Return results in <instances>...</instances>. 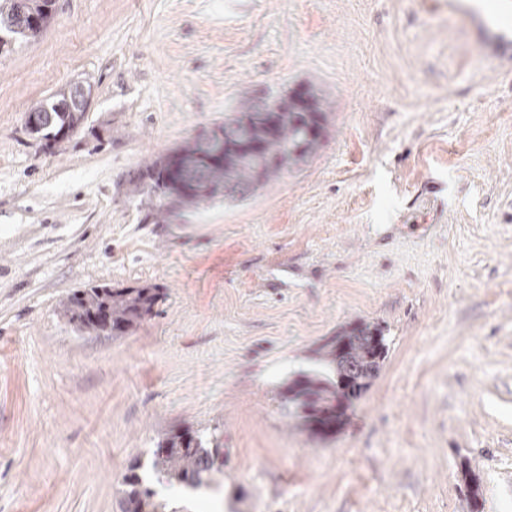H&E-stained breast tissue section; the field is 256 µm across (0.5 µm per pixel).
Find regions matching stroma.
I'll list each match as a JSON object with an SVG mask.
<instances>
[{"label": "stroma", "instance_id": "stroma-1", "mask_svg": "<svg viewBox=\"0 0 512 512\" xmlns=\"http://www.w3.org/2000/svg\"><path fill=\"white\" fill-rule=\"evenodd\" d=\"M448 0H55L0 53V512H120L174 432L222 431L177 512H512V78ZM89 79L45 146L36 101ZM314 87L322 147L243 199L159 222L146 162L243 96ZM94 286L149 288L128 335L70 322ZM388 353L334 435L280 391L355 323ZM480 480L471 498L465 471Z\"/></svg>", "mask_w": 512, "mask_h": 512}]
</instances>
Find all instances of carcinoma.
I'll use <instances>...</instances> for the list:
<instances>
[{"label": "carcinoma", "mask_w": 512, "mask_h": 512, "mask_svg": "<svg viewBox=\"0 0 512 512\" xmlns=\"http://www.w3.org/2000/svg\"><path fill=\"white\" fill-rule=\"evenodd\" d=\"M53 2L3 0L0 34L7 39H0V48L14 40L38 37L52 20ZM22 6L39 19L37 27H22ZM73 90L71 85L30 107V111L40 116L31 132L47 146L58 143L64 132L75 133L87 119V108L75 102ZM272 101L278 107L275 127H270L266 120L265 103L243 98L234 111L224 116V125L212 130V134L189 139L173 155L156 159L147 166L142 178L152 181L151 188L164 200L156 218L164 219L174 209L195 208L221 191L226 197L244 198L279 178L288 166L305 163L318 152L330 104L311 88L303 97L284 94L272 97ZM218 134L224 138V151L221 160L214 162L212 152ZM239 141L256 142L261 145V152L248 154L236 146ZM154 302L155 295L148 288L92 287L69 296L64 313L70 321L93 331L94 317L105 311L112 316V333L121 336L151 312ZM378 331L380 328L374 324L361 323L348 332L351 364L372 377L379 371L387 347L377 352L364 341ZM317 356L322 370L297 379L294 386L298 392L288 388L280 392L288 416L303 426L309 425L312 417L336 419V407L346 400L340 383L347 368L345 359L336 356L334 339H329L317 351ZM221 452L223 444L217 436L205 443L187 433L176 432L159 445L153 466L163 472L169 484L198 489L205 485ZM138 468L137 464L131 466L123 477V512H165L167 504L155 499V492L137 473Z\"/></svg>", "instance_id": "carcinoma-1"}]
</instances>
